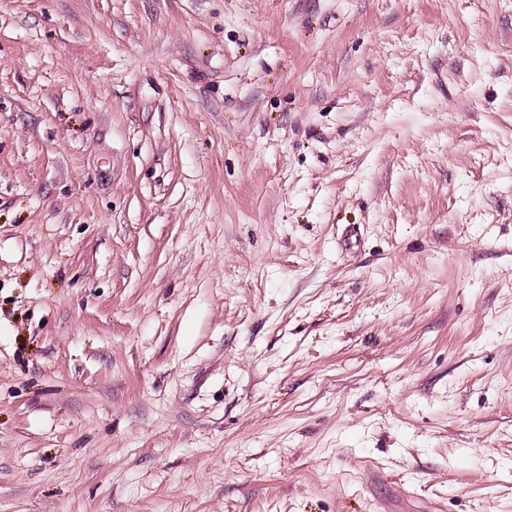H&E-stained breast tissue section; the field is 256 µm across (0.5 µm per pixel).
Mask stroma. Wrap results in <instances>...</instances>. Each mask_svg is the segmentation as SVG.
Here are the masks:
<instances>
[{
    "mask_svg": "<svg viewBox=\"0 0 512 512\" xmlns=\"http://www.w3.org/2000/svg\"><path fill=\"white\" fill-rule=\"evenodd\" d=\"M0 512H512V0H0Z\"/></svg>",
    "mask_w": 512,
    "mask_h": 512,
    "instance_id": "obj_1",
    "label": "stroma"
}]
</instances>
